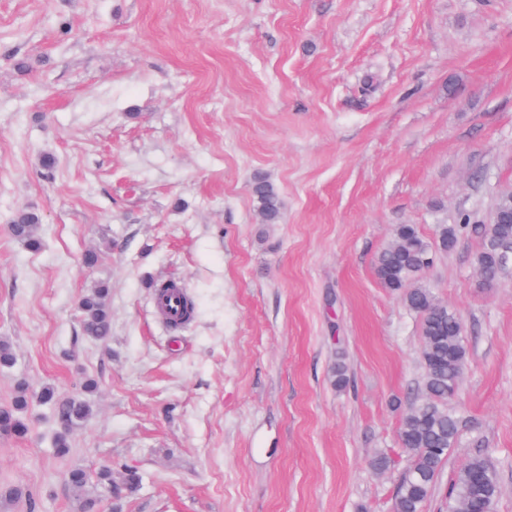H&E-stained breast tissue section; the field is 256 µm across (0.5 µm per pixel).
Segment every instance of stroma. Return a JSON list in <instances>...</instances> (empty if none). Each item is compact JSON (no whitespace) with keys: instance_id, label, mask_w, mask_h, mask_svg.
I'll list each match as a JSON object with an SVG mask.
<instances>
[{"instance_id":"35a3bbf8","label":"stroma","mask_w":512,"mask_h":512,"mask_svg":"<svg viewBox=\"0 0 512 512\" xmlns=\"http://www.w3.org/2000/svg\"><path fill=\"white\" fill-rule=\"evenodd\" d=\"M259 173L280 223L259 221ZM510 191L512 0H0V406L97 383L66 457L53 406L0 435L8 512L85 492L106 512H393L424 379L420 317L375 274L401 224L456 228L422 284L468 348L425 512L476 454L512 512V271L490 287L474 264ZM30 208L36 252L8 232ZM161 279L195 301L184 328L156 310ZM103 284L99 342L76 304ZM115 462L111 483L66 480Z\"/></svg>"}]
</instances>
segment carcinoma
<instances>
[{
  "instance_id": "cac0c4a2",
  "label": "carcinoma",
  "mask_w": 512,
  "mask_h": 512,
  "mask_svg": "<svg viewBox=\"0 0 512 512\" xmlns=\"http://www.w3.org/2000/svg\"><path fill=\"white\" fill-rule=\"evenodd\" d=\"M251 194L260 223H279L283 204L269 178H256ZM496 207L499 218L482 226L483 244L476 257L486 280L495 271L500 254L512 249V197H501ZM41 223L38 210H21L11 220L10 233L29 250L38 251L42 247L38 234ZM431 247L416 225L401 224L395 230V241L379 253L375 264L382 286L399 295L406 307L421 318V358L425 368L423 395L411 404L401 420L399 440L408 454V467L397 487L393 512H424L447 452L459 436V419L448 410V400L455 394L466 364L467 346L460 333L459 316L448 306L435 302L429 290L418 285L424 274L423 255ZM108 295L109 289L101 286L83 296L78 304L83 334L99 341L106 340L112 328ZM37 399L56 406L59 422L64 426L56 440L57 455L64 456L69 452L67 431L88 417L91 406L81 396L60 399L52 386L42 387ZM28 403L27 391L21 386L13 405L0 408V416L9 425V435L27 434L28 426L21 413ZM499 496L496 469L483 456H473L451 484L448 512H482L494 507Z\"/></svg>"
}]
</instances>
